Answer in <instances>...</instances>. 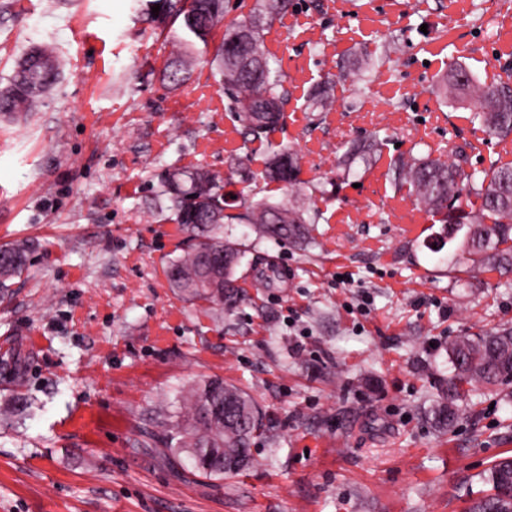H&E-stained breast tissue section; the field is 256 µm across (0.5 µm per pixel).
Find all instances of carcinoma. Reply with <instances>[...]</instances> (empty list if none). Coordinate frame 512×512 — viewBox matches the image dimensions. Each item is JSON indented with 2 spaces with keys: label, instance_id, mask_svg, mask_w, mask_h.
<instances>
[{
  "label": "carcinoma",
  "instance_id": "obj_1",
  "mask_svg": "<svg viewBox=\"0 0 512 512\" xmlns=\"http://www.w3.org/2000/svg\"><path fill=\"white\" fill-rule=\"evenodd\" d=\"M159 14L181 21L182 50L170 58L164 77L184 83L194 63L195 43L208 45L215 27L224 20V0H153ZM288 8V0H259L258 7L242 20L224 28L222 44L213 65L223 76L224 93L242 113L249 135L258 140L275 130L283 117L280 107L281 83L270 76L264 58L262 32L274 16ZM59 74L57 59L42 46L31 47L18 61L8 86L0 90V112L25 115L35 110L48 94ZM466 71L456 69L444 82L443 91L454 93L469 86ZM482 111L472 114L485 133L501 142L512 136V81L494 79L476 87ZM378 137L353 141L339 165L345 169L358 159L367 161L377 152ZM462 159L446 162L439 158L399 161L392 171L394 180L412 187L428 211L439 216V230L433 240L439 253L448 250V268L465 259L481 272H512V161L498 157L480 176L467 174ZM299 167L293 153L274 150L266 162V177L287 186L297 184ZM159 195L174 221L193 241L190 251L170 263V286L187 298L207 296L233 305L238 297L236 268L245 251L237 242L224 239L227 220L244 219L264 234L301 242L309 237L305 211L298 205L274 204L266 200L240 203L245 213H225L232 206L224 193V178L206 168L191 171L164 169L157 174ZM467 225L461 239L448 237L447 226ZM459 246H454L455 241ZM227 252L232 267L218 272L210 281L201 278L204 260L212 253ZM30 248L26 243L0 247V280L16 278L25 271ZM453 371L448 377V400L431 407L428 419L438 430L455 426L461 417L460 403L469 397L470 387L512 384V329L485 336H462L449 346ZM186 423L176 425L181 442L176 453L186 454L195 471L209 478H224V462L244 459L242 468L253 463L251 441L264 431L263 417L252 400L240 390L212 378L198 384L186 401ZM490 489L469 512H508L511 501L499 498L503 487L512 490V465L508 458L495 461L489 469Z\"/></svg>",
  "mask_w": 512,
  "mask_h": 512
}]
</instances>
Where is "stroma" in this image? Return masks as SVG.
I'll use <instances>...</instances> for the list:
<instances>
[{
  "instance_id": "obj_1",
  "label": "stroma",
  "mask_w": 512,
  "mask_h": 512,
  "mask_svg": "<svg viewBox=\"0 0 512 512\" xmlns=\"http://www.w3.org/2000/svg\"><path fill=\"white\" fill-rule=\"evenodd\" d=\"M292 0L263 31L286 91L284 125L251 140L210 66L162 78L179 24L146 0H0V87L34 44L61 77L26 121H0V246L33 242L0 296V512H468L493 460L512 456V397L475 384L476 413L447 433L448 348L512 327L498 273L448 269L434 219L394 162L487 142L469 91L512 76V0ZM324 105L310 94L324 78ZM379 135L343 169L350 141ZM299 158V189L263 177L271 149ZM203 166L226 192L315 210L303 244L246 224L233 310L188 299L166 268L187 235L158 200L162 169ZM247 393L266 425L254 464L221 479L169 465L165 425L200 381Z\"/></svg>"
}]
</instances>
